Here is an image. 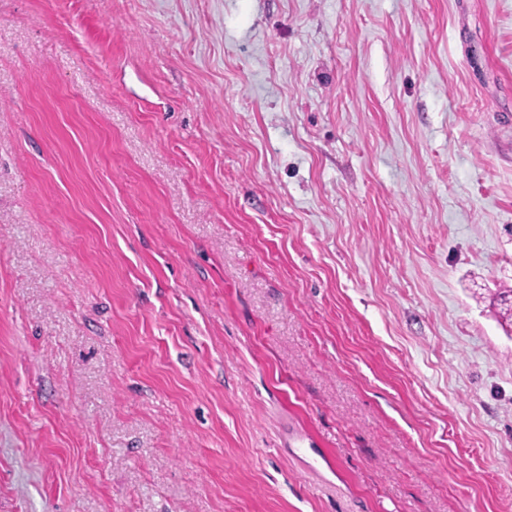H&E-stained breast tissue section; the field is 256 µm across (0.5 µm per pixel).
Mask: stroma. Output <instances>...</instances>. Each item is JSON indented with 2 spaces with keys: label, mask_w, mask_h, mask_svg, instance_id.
I'll list each match as a JSON object with an SVG mask.
<instances>
[{
  "label": "stroma",
  "mask_w": 512,
  "mask_h": 512,
  "mask_svg": "<svg viewBox=\"0 0 512 512\" xmlns=\"http://www.w3.org/2000/svg\"><path fill=\"white\" fill-rule=\"evenodd\" d=\"M512 0H0V512H512Z\"/></svg>",
  "instance_id": "35a3bbf8"
}]
</instances>
